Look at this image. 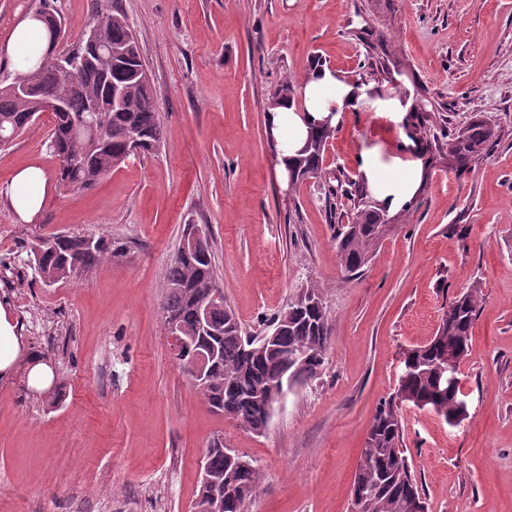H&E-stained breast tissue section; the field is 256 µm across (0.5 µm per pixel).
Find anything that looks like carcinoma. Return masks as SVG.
I'll use <instances>...</instances> for the list:
<instances>
[{
    "label": "carcinoma",
    "mask_w": 512,
    "mask_h": 512,
    "mask_svg": "<svg viewBox=\"0 0 512 512\" xmlns=\"http://www.w3.org/2000/svg\"><path fill=\"white\" fill-rule=\"evenodd\" d=\"M112 44V57L87 51L83 54L56 52L47 48L37 64L17 69L11 83L23 82L31 94L21 98L9 85H0V134L22 133L38 114L39 101L64 96L66 109L53 115L51 148L59 160L58 182L69 190L92 187L103 175L125 161L132 139L144 151L158 150L163 130L157 120L151 85L145 76L138 41L126 16L117 8L101 13L94 22ZM95 100L102 111L87 115L88 102ZM104 127V138L94 144L73 130L81 116ZM432 116L426 107L411 114L413 133L431 132ZM335 130L326 126L311 134L308 149L288 164L297 182L320 178L327 143ZM432 157L451 158L456 170L464 172L500 137L495 125L475 122L453 134L443 127L432 132ZM341 196L353 202V220L336 225L334 241L341 268L357 274L372 259L383 236L385 221L366 183L347 182L328 187V198ZM37 273L46 285L68 280L97 265L111 254L101 237L88 242L81 236L55 233L32 245ZM161 307L164 328L175 325L184 338L185 349L178 357L188 369L191 356L212 353L207 385L197 389L201 399L215 412L237 414L249 427H267L268 385L276 382L293 358L305 381L317 378L324 367L331 338L327 307L320 288L299 289L287 307L273 317L270 327L279 328L275 347L257 355L250 348L256 339L243 334L242 327L224 301V287L212 261L210 235L188 251L177 250L165 280ZM483 303L481 283L473 282L448 305L435 335L422 345L403 352L405 381L394 395L375 410L351 488V497L362 502V512H410L413 504L427 512L415 471L404 444L401 409L407 401L439 407L448 425L462 415L457 403L462 386L448 374L459 372L468 356L474 322ZM206 476L201 478L191 508L208 512L214 499H224V512H244L260 485L257 466L236 467L224 453V441L215 440L204 456Z\"/></svg>",
    "instance_id": "1"
}]
</instances>
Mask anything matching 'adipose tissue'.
Returning a JSON list of instances; mask_svg holds the SVG:
<instances>
[{
  "instance_id": "ef3b65f1",
  "label": "adipose tissue",
  "mask_w": 512,
  "mask_h": 512,
  "mask_svg": "<svg viewBox=\"0 0 512 512\" xmlns=\"http://www.w3.org/2000/svg\"><path fill=\"white\" fill-rule=\"evenodd\" d=\"M364 96L361 85L340 79L332 69H310L297 96L277 100L268 109L267 125L277 143L280 170H287L289 161L296 157L310 134L321 128L330 112L350 111ZM361 171L379 207L391 214L407 208L423 184V170L417 164L386 177L366 156ZM46 186V177L39 167L28 166L16 173L8 200L19 218L29 221L39 212ZM17 328L9 306L0 302V382L10 380L22 364L29 385L48 390L53 383V369L37 353L28 350Z\"/></svg>"
}]
</instances>
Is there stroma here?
Instances as JSON below:
<instances>
[{
    "label": "stroma",
    "mask_w": 512,
    "mask_h": 512,
    "mask_svg": "<svg viewBox=\"0 0 512 512\" xmlns=\"http://www.w3.org/2000/svg\"><path fill=\"white\" fill-rule=\"evenodd\" d=\"M135 26L163 128L157 153L133 156L85 190L59 187L44 113L0 150V195L16 171L47 178L22 221L0 198V285L33 351L51 363L57 402L24 374L0 383V512H188L210 442L261 472L245 512H349L350 488L399 353L433 336L472 282L485 302L462 364L468 419L402 412L428 512H512V0H117ZM106 0H0V78L26 16L64 20L74 48ZM399 65L397 84L362 75L367 97L344 113L325 175L290 189L267 130L269 100L314 60L341 77L366 59ZM360 74V73H359ZM434 100L454 132L474 119L501 137L469 171L420 159L423 186L363 272L340 268L328 179L360 180V157L406 164L405 126L384 101ZM210 228L224 299L262 330L307 284L332 327L318 379L287 396L257 435L199 397L170 351L163 284L184 225ZM467 229L466 239L453 225ZM103 237L111 257L45 285L30 247L53 233Z\"/></svg>",
    "instance_id": "stroma-1"
}]
</instances>
